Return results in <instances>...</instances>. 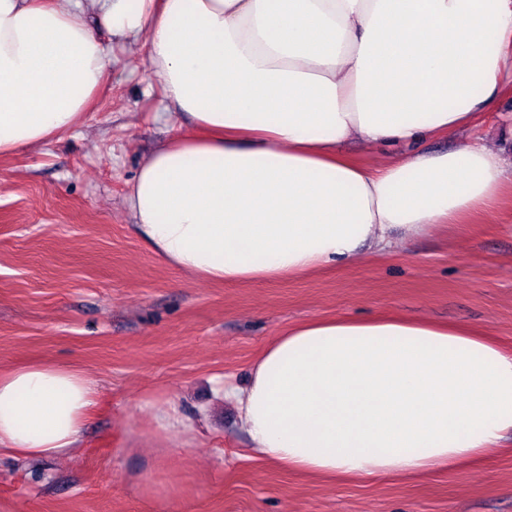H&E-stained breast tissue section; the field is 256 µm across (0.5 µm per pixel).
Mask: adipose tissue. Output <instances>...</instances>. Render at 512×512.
Listing matches in <instances>:
<instances>
[{"mask_svg": "<svg viewBox=\"0 0 512 512\" xmlns=\"http://www.w3.org/2000/svg\"><path fill=\"white\" fill-rule=\"evenodd\" d=\"M144 42L143 78L188 130L124 205L169 266L279 281L383 252L393 234L490 219L512 186L481 138L443 153L512 87V0H0V156L72 130L111 65L87 22ZM409 146L381 165L340 147ZM99 392L73 367L0 370V451L77 448ZM254 453L336 480L482 460L512 434V349L471 327L313 318L224 382Z\"/></svg>", "mask_w": 512, "mask_h": 512, "instance_id": "adipose-tissue-1", "label": "adipose tissue"}]
</instances>
